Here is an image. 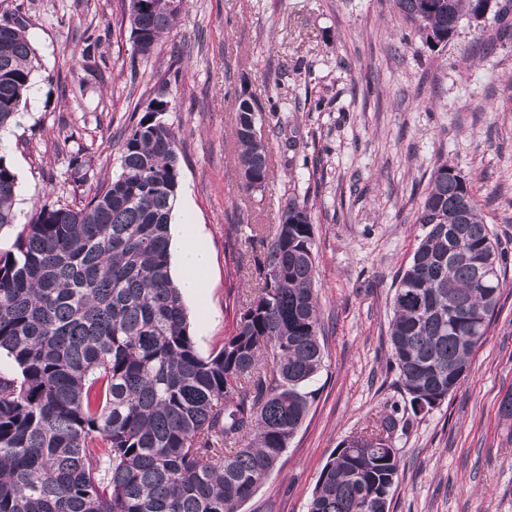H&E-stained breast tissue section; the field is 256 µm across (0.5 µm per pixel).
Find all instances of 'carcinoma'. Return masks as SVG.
Instances as JSON below:
<instances>
[{
  "instance_id": "1",
  "label": "carcinoma",
  "mask_w": 512,
  "mask_h": 512,
  "mask_svg": "<svg viewBox=\"0 0 512 512\" xmlns=\"http://www.w3.org/2000/svg\"><path fill=\"white\" fill-rule=\"evenodd\" d=\"M127 14L133 55L149 57L186 0ZM402 20L448 41L481 0H394ZM40 68L18 19L0 26V133L18 124ZM262 112L239 100L238 164L255 193L268 143L249 128ZM181 172L177 135L145 110L121 142V173L79 206L44 203L19 223L17 176L0 154V512H238L275 469L305 420V390L325 366L315 288L313 219L258 233L257 278L235 334L200 356L170 270V223ZM423 235L399 275L391 364L416 413L467 376L496 313L507 266L469 182L446 162L417 211ZM273 351L272 366L262 363ZM393 414L337 448L308 512H389L400 477Z\"/></svg>"
}]
</instances>
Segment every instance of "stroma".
Instances as JSON below:
<instances>
[{
    "mask_svg": "<svg viewBox=\"0 0 512 512\" xmlns=\"http://www.w3.org/2000/svg\"><path fill=\"white\" fill-rule=\"evenodd\" d=\"M125 2L0 0V12L20 7L41 64L0 150L18 177V211L75 204L120 174L133 108L171 101L177 204L212 256L202 300L184 302L204 356L233 333L254 271L230 226L274 230L291 201L312 211L325 367L303 425L241 512H307L329 456L394 409L404 417L390 512H512V420L498 412L512 390V267L470 374L440 405L409 412L389 363L397 275L418 245L421 193L438 163L465 175L512 250V14L482 38L464 26L433 48L393 0H191L137 59ZM242 96L263 110L269 144L268 183L251 195L237 165ZM76 152L83 183L71 177Z\"/></svg>",
    "mask_w": 512,
    "mask_h": 512,
    "instance_id": "35a3bbf8",
    "label": "stroma"
}]
</instances>
